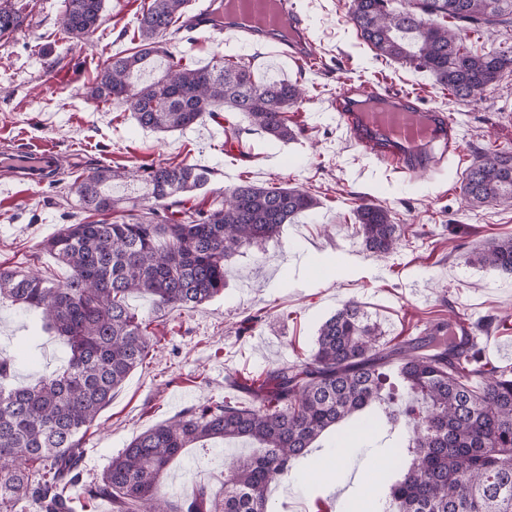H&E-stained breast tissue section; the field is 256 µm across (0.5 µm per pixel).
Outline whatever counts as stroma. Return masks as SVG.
<instances>
[{"mask_svg":"<svg viewBox=\"0 0 512 512\" xmlns=\"http://www.w3.org/2000/svg\"><path fill=\"white\" fill-rule=\"evenodd\" d=\"M25 21L0 46V158L7 149L51 148L63 173L57 184L18 181L0 166V266L32 268L56 281L67 271L40 244L63 225L92 221L71 190L77 175L97 167L133 169L149 164H190L207 169L208 184L184 196L186 206L209 209L225 192L249 181L298 187L319 202L264 252L247 251L226 264L223 295L193 310H157L141 295L127 303L153 321V357L135 369L84 437L81 485L100 479L111 458L130 440L191 407L223 399L237 381L238 401L251 402L252 379L284 364L309 360L320 325L348 301L380 324L391 343L426 335L431 324L459 318H493L478 335L483 359L512 365V274L490 271L465 257L488 243L512 237V206L470 207L461 182L487 151H512V74L481 98L455 101L429 74L376 56L358 40L350 20L352 0H288L313 46V62L278 53L255 37L202 32L165 36L169 57L202 67L229 56L255 76L288 78L305 90L288 114L297 138L289 143L250 129L239 112L204 115L174 132L139 127L126 106L87 98L102 63L133 52L137 25L149 0H105L101 27L84 42L65 34L64 0H19ZM370 84L390 94L412 95L423 108L450 115L461 137L460 158L406 178L386 171L350 142L336 118L340 92ZM387 208L402 227L397 253L381 260L356 233L362 202ZM251 329H244L247 318ZM0 355L13 359L15 381L26 384L59 369L64 344L43 333L22 309L0 307ZM343 450L332 456L322 437L296 464L294 477L272 486L276 512H359L377 504L405 467L389 456L388 431L342 425ZM234 449H190L164 479L165 489L186 494L198 484L221 493L224 464Z\"/></svg>","mask_w":512,"mask_h":512,"instance_id":"obj_1","label":"stroma"}]
</instances>
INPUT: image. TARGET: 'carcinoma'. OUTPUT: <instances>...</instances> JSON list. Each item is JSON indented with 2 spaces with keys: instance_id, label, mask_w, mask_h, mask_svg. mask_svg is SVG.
<instances>
[{
  "instance_id": "carcinoma-1",
  "label": "carcinoma",
  "mask_w": 512,
  "mask_h": 512,
  "mask_svg": "<svg viewBox=\"0 0 512 512\" xmlns=\"http://www.w3.org/2000/svg\"><path fill=\"white\" fill-rule=\"evenodd\" d=\"M104 2L65 0L69 37L94 33ZM187 2L150 0L138 18L137 50L106 61L90 98L127 105L140 127L153 131L185 130L224 105L271 139H294L286 113L303 89L285 78L258 80L232 59L198 68L171 61L158 78L133 82L154 68L159 38L179 30ZM350 20L377 56L431 74L458 100L512 72L511 50L478 51L465 35L481 26L511 29L512 0H353ZM23 22L12 0H0V41ZM143 172L144 204H132L139 213L66 224L42 242L69 269L65 282L0 269V304L37 313L70 351L60 370L20 387L9 383L11 363L0 358V512L22 502L34 512H73L69 490L79 480L88 427L153 348L150 324L129 309V295H149L160 309H194L224 292L231 257L263 249L317 205L296 187L245 182L208 210L187 208L182 196L207 182L204 169L159 163ZM135 177L109 167L76 177L79 207L112 214L120 202L112 183ZM462 191L472 204L511 205L512 151L481 155L467 168ZM356 218L367 250L384 258L397 251L400 225L385 207L362 204ZM471 260L512 272V237ZM443 329L437 324L425 337L392 345L348 302L320 326L308 361L273 368L252 388L256 404L226 396L136 435L85 493L110 500L116 512H275L269 486L288 479L324 432L362 413L366 422L406 435L390 449L404 458L406 472L390 485L382 512H512V370L481 362L467 336L454 345L441 341ZM393 375L412 398L401 414L389 407ZM239 440L255 451L225 464L222 498L204 486L185 496L163 488V474L185 449Z\"/></svg>"
}]
</instances>
